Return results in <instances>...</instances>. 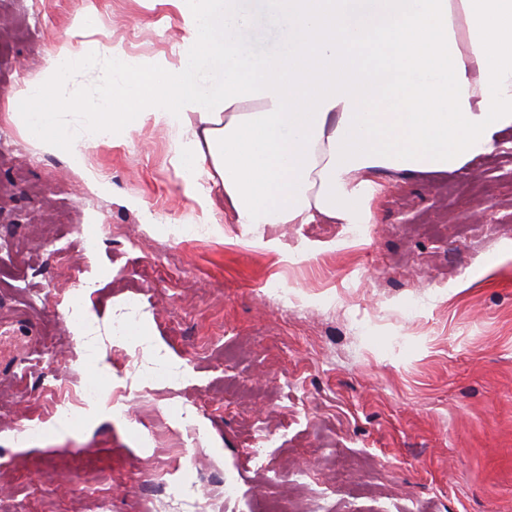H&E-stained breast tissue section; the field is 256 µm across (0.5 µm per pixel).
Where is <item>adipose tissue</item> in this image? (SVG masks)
Here are the masks:
<instances>
[{
    "instance_id": "obj_1",
    "label": "adipose tissue",
    "mask_w": 512,
    "mask_h": 512,
    "mask_svg": "<svg viewBox=\"0 0 512 512\" xmlns=\"http://www.w3.org/2000/svg\"><path fill=\"white\" fill-rule=\"evenodd\" d=\"M183 20L172 62L133 63L118 46L72 40L74 21L39 82L18 91L12 121L98 193L105 177L74 145L47 93L103 64L122 111L94 113L99 135L179 128L186 193L230 223L338 224L360 233L381 192L377 170L453 172L512 125V0H168ZM277 19L280 46L257 55L252 26ZM205 190H195L197 177Z\"/></svg>"
}]
</instances>
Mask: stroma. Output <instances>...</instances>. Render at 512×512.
I'll return each mask as SVG.
<instances>
[{
  "mask_svg": "<svg viewBox=\"0 0 512 512\" xmlns=\"http://www.w3.org/2000/svg\"><path fill=\"white\" fill-rule=\"evenodd\" d=\"M91 6L103 28L75 49L181 50L167 0H0V512H181L145 500L162 463L234 480L206 512H266L301 486L307 512H512V126L454 172L379 170L374 222L344 246L337 224L211 223L176 133L148 125L85 146L99 194L7 115ZM76 280L100 336L128 326L125 353L85 354L86 321L61 307ZM58 374L102 389L99 413L17 441ZM125 384L119 422L107 394ZM190 419L201 445L181 452L167 430Z\"/></svg>",
  "mask_w": 512,
  "mask_h": 512,
  "instance_id": "35a3bbf8",
  "label": "stroma"
}]
</instances>
